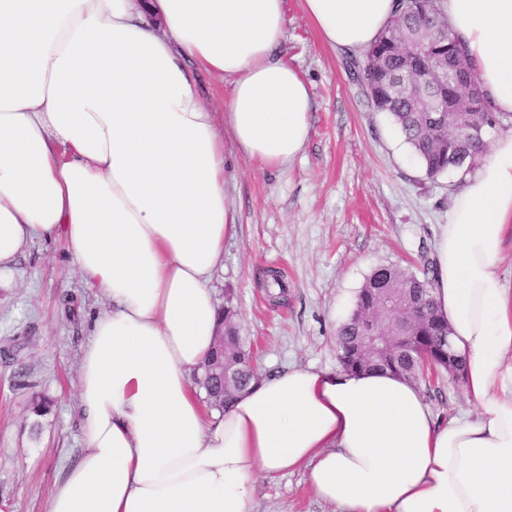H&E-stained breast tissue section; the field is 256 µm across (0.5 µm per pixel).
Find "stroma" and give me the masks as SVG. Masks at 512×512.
<instances>
[{
  "instance_id": "35a3bbf8",
  "label": "stroma",
  "mask_w": 512,
  "mask_h": 512,
  "mask_svg": "<svg viewBox=\"0 0 512 512\" xmlns=\"http://www.w3.org/2000/svg\"><path fill=\"white\" fill-rule=\"evenodd\" d=\"M283 56L312 97L310 135L291 165L259 170L224 148L227 205L238 233L224 243L212 287L231 295L260 374L337 367L336 328L371 271H421L447 223L460 174L427 178L387 113L375 111L347 69V52L325 45L299 0H286ZM283 272L273 299L263 272ZM105 302L86 283L62 239H41L0 277V512H45L82 448L78 361ZM434 418L471 411L463 381L441 371L417 383ZM43 395L49 412L35 417ZM254 512H332L303 471L258 478Z\"/></svg>"
}]
</instances>
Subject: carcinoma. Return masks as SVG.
Listing matches in <instances>:
<instances>
[{"instance_id":"obj_1","label":"carcinoma","mask_w":512,"mask_h":512,"mask_svg":"<svg viewBox=\"0 0 512 512\" xmlns=\"http://www.w3.org/2000/svg\"><path fill=\"white\" fill-rule=\"evenodd\" d=\"M426 16L441 25L446 19L439 0H397L396 17L399 27L412 28ZM421 57L424 61L421 75L432 76L433 68L454 55L460 61L465 57L460 46L445 38L423 44ZM404 58L399 51L397 31L388 25L377 40L360 57L351 55L347 70L352 73L362 69L369 74L368 99L378 112L389 114L393 124L411 147L414 156L422 164L427 176L433 178L451 169L469 172L479 163L485 144L465 142L454 133L455 114L448 113V120L434 127L429 114L420 112L407 93H397L389 88V74L403 68ZM486 111L468 115L471 120L494 129L511 119L512 115H500L485 103ZM393 289L396 299L414 313V320L401 335L392 337L390 343L376 356L362 353L364 336L369 326L384 332L395 326L391 308L384 303L386 289ZM224 347H216L208 359L213 363L224 359L237 369L236 382L223 386L222 382L205 372L202 385L207 390V401L216 409L226 408L232 396L244 389L255 377L250 366V351L245 349L236 325V310L230 298H225ZM448 319L443 316L431 296V278L395 265L372 270L360 288L354 309L336 331L337 358L341 367L350 372L388 370L413 382L421 375L423 361L435 371L443 369L462 377V362L457 356H448Z\"/></svg>"}]
</instances>
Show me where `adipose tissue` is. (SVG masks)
I'll list each match as a JSON object with an SVG mask.
<instances>
[{
    "label": "adipose tissue",
    "instance_id": "1",
    "mask_svg": "<svg viewBox=\"0 0 512 512\" xmlns=\"http://www.w3.org/2000/svg\"><path fill=\"white\" fill-rule=\"evenodd\" d=\"M361 51L395 0H301ZM494 111L512 113V0H442ZM285 0H0V273L59 237L111 305L79 360L80 455L46 512H253L256 477L306 469L333 512H512V132L467 177L435 242L432 296L476 415L437 422L389 373L292 368L224 412L192 375L218 340L211 280L237 233L224 137L264 169L310 133L277 57ZM228 80L223 116L195 69Z\"/></svg>",
    "mask_w": 512,
    "mask_h": 512
}]
</instances>
